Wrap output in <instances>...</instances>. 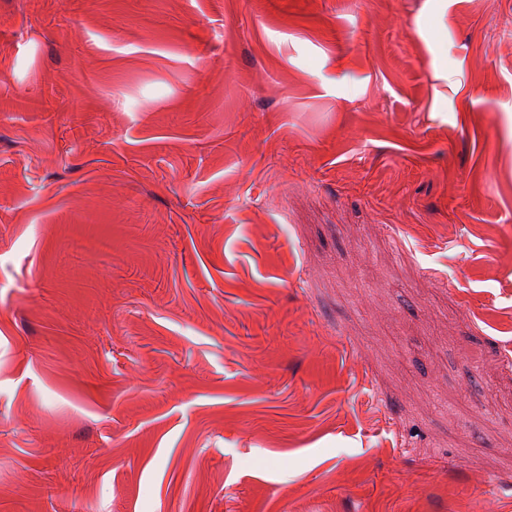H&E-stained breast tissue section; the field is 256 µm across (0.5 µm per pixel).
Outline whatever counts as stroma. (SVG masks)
Returning <instances> with one entry per match:
<instances>
[{
  "instance_id": "35a3bbf8",
  "label": "stroma",
  "mask_w": 512,
  "mask_h": 512,
  "mask_svg": "<svg viewBox=\"0 0 512 512\" xmlns=\"http://www.w3.org/2000/svg\"><path fill=\"white\" fill-rule=\"evenodd\" d=\"M0 512H512V0H0Z\"/></svg>"
}]
</instances>
